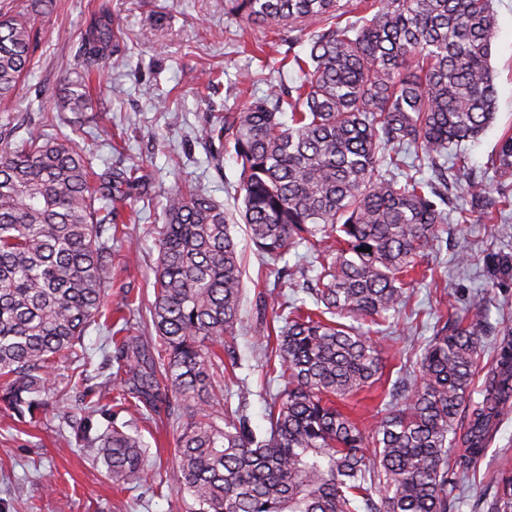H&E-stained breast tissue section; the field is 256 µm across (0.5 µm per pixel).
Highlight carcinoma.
Listing matches in <instances>:
<instances>
[{"instance_id": "cac0c4a2", "label": "carcinoma", "mask_w": 512, "mask_h": 512, "mask_svg": "<svg viewBox=\"0 0 512 512\" xmlns=\"http://www.w3.org/2000/svg\"><path fill=\"white\" fill-rule=\"evenodd\" d=\"M229 13L279 34L299 33L288 54L298 80L237 112L209 120V145L233 149L243 206L238 217L211 196L166 193L158 232L156 340L110 337L115 382L112 428L92 434L99 409L83 405L69 423L74 438L123 487L150 479L139 436L118 422L133 407L170 418L185 414L175 464L163 482L192 498L193 512H448V496L468 476L512 412V327L487 369L480 336L488 324L436 322L418 368L387 391L405 389L366 429L334 400L384 375L378 341L363 326L400 312L416 270L429 257L444 197L424 179L399 180L406 151L438 173L463 170L458 151L494 121L490 66L497 20L491 0H226ZM112 14L85 31V51L112 56ZM36 32L25 8L0 15V100L12 98L31 63ZM64 111L89 109L88 85L75 80ZM488 166L492 196L470 185L469 207L496 224L512 209V132ZM134 171L97 174L65 134L43 125L25 132L0 118V403L33 414L58 390L56 369L82 375L83 337L100 321L125 319L112 289L114 220L138 190ZM248 228L256 249L276 264L304 246L317 255L316 308L295 303L280 329L262 318L267 366L287 377L257 437L228 410L224 357L208 342L233 340L240 322L242 268L230 225ZM371 251H366V248ZM349 318L346 325L335 318ZM484 373L482 400L470 386ZM491 512H512V472L499 478Z\"/></svg>"}]
</instances>
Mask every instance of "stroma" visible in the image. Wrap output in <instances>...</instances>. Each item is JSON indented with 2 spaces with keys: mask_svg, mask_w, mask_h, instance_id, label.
<instances>
[{
  "mask_svg": "<svg viewBox=\"0 0 512 512\" xmlns=\"http://www.w3.org/2000/svg\"><path fill=\"white\" fill-rule=\"evenodd\" d=\"M101 0H30L39 44L28 76L0 113L26 125L48 118L91 157L96 172L135 169L146 192L133 196L138 223L112 243L109 302L130 297L125 316L130 334L155 336L149 307L154 300L158 229L166 193L175 186L207 192L229 212L242 205L238 172L230 153H216L201 136L210 117L243 108L250 95L270 87L287 89L294 76L281 68L288 44L276 40L264 50L253 45L261 26L230 15L225 0H112V60L100 64L91 84V108L83 117L51 105L66 78L85 70L82 37L94 22ZM498 29L491 65L498 88L496 119L478 140L463 143L472 181L494 188L486 168L502 134L512 128V0H493ZM245 267L241 325L234 340L236 365L224 373V395L231 409L246 416L256 435L269 427L267 414L283 378L266 372L264 344L255 333L258 315L273 319L280 304L305 297L319 264L306 248L286 256L288 277H278L247 238L245 227H231ZM468 261H459L460 251ZM512 260V213L501 224L472 214L468 223L446 224L424 280L413 285L409 315L384 326L382 363L389 374L412 365L437 317L479 314L496 328L512 309V277L494 275ZM88 351L87 385L99 404H110L112 389L105 356L112 352L108 330L92 325L84 336ZM66 402L49 401L34 417L18 418L0 404V512H187L189 496L147 481L117 490L102 465L70 436L62 412L79 415L78 389L67 369L56 373ZM145 445V467L162 474L174 462L176 430L167 416L150 411L123 414ZM512 466V416L499 425L495 440L469 481L451 494L450 512H490L495 475Z\"/></svg>",
  "mask_w": 512,
  "mask_h": 512,
  "instance_id": "1",
  "label": "stroma"
}]
</instances>
